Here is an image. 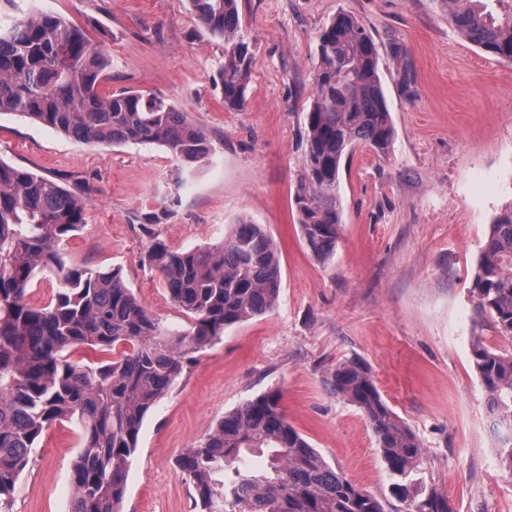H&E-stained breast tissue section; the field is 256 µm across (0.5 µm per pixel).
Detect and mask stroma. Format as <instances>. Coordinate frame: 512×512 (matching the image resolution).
Segmentation results:
<instances>
[{
  "label": "stroma",
  "mask_w": 512,
  "mask_h": 512,
  "mask_svg": "<svg viewBox=\"0 0 512 512\" xmlns=\"http://www.w3.org/2000/svg\"><path fill=\"white\" fill-rule=\"evenodd\" d=\"M253 50L244 111L224 108V43L189 0H0V28L40 11L102 41L111 90L163 94L209 135L213 151L182 168L156 145H90L0 112V159L57 181L88 184L86 222L69 264L120 271L165 326L186 325L145 259L218 241L238 220L276 244L275 307L195 353L148 413L122 512H199L178 458L225 414L275 391L289 421L355 484L405 512L360 410L329 393L337 363L369 365L423 455L407 480L446 494L455 512H512V472L472 364V343L512 353L475 312V268L491 226L512 204V64L462 38L436 0H239ZM372 33L395 127L388 154L357 149L342 165L343 224L333 256L314 258L293 204L304 179L305 115L321 30L338 14ZM159 216L145 224L146 214ZM74 425L42 435L11 512H69Z\"/></svg>",
  "instance_id": "stroma-1"
}]
</instances>
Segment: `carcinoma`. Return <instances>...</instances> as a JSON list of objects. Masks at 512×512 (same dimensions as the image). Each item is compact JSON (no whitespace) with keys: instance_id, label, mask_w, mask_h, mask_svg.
Listing matches in <instances>:
<instances>
[{"instance_id":"obj_1","label":"carcinoma","mask_w":512,"mask_h":512,"mask_svg":"<svg viewBox=\"0 0 512 512\" xmlns=\"http://www.w3.org/2000/svg\"><path fill=\"white\" fill-rule=\"evenodd\" d=\"M197 21L224 41V109L247 101L252 51L238 36V0H189ZM463 38L512 62V0L497 14L483 0H435ZM313 99L306 113L304 183L294 205L309 251L326 260L340 237L341 163L354 148L385 154L395 138L371 32L341 14L319 36ZM112 60L103 45L65 18L32 13L0 32V112H13L93 145L154 144L178 161L212 152L207 133L166 98L140 90L101 92ZM88 187L59 183L0 159V512L44 431L79 429L72 465L71 512H121L127 476L146 415L192 358L224 330L271 310L281 270L272 241L241 220L220 243L174 250L155 240L147 251L184 329L164 327L120 273L67 264L64 245L85 223ZM59 284L46 302L30 297L37 275ZM473 293L479 317L512 339V206L491 225L477 261ZM472 360L498 422L512 432V354L472 344ZM331 394L368 423L388 470L405 479L422 455L419 441L382 398L360 360L325 377ZM267 450L259 470L245 454ZM201 512H385L382 501L334 468L287 420L269 392L224 415L177 461ZM408 512H454L448 496L396 483Z\"/></svg>"}]
</instances>
